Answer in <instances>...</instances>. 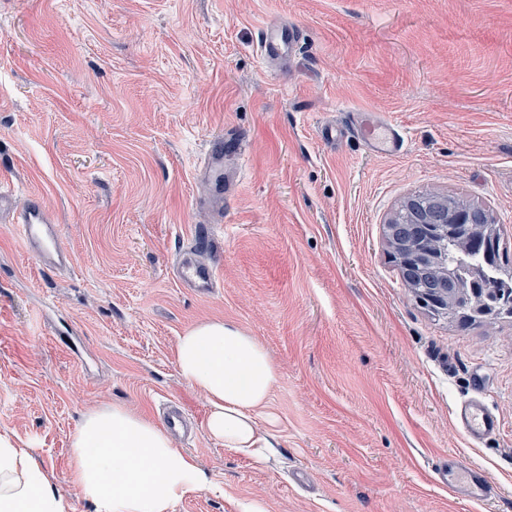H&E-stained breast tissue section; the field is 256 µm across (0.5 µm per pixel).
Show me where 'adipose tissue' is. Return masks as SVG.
Instances as JSON below:
<instances>
[{"instance_id": "adipose-tissue-1", "label": "adipose tissue", "mask_w": 512, "mask_h": 512, "mask_svg": "<svg viewBox=\"0 0 512 512\" xmlns=\"http://www.w3.org/2000/svg\"><path fill=\"white\" fill-rule=\"evenodd\" d=\"M176 364L206 399L210 439L253 461L276 456L278 420L267 405L277 370L255 337L219 318L199 321L180 334ZM69 467L71 484L95 512H172L188 494L224 493L162 428L121 406L84 415L71 441ZM70 510L31 449L0 434V512Z\"/></svg>"}]
</instances>
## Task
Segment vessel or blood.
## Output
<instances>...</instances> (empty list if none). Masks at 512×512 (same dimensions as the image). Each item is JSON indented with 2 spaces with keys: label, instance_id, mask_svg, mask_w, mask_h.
I'll return each instance as SVG.
<instances>
[{
  "label": "vessel or blood",
  "instance_id": "vessel-or-blood-1",
  "mask_svg": "<svg viewBox=\"0 0 512 512\" xmlns=\"http://www.w3.org/2000/svg\"><path fill=\"white\" fill-rule=\"evenodd\" d=\"M295 41L294 28L270 23L263 27L260 33L258 50L260 55L265 57H284ZM351 131L365 141L370 150L393 153L401 148V142L394 129L373 117L367 116L359 120L352 126ZM197 175L207 181L222 179L223 151L208 150L197 170ZM4 206L11 208L13 222L21 241L39 262L60 267L68 265V258L56 249L52 221L38 204H13L11 195L0 191V208ZM179 275L181 282L203 293L215 288L220 278L216 265L193 261L182 262ZM455 417L460 430L474 443L496 434L499 427L497 415L480 396L473 397L456 408ZM435 480L441 485L464 492L475 501L487 500L496 490L494 481L486 471L454 456L436 468Z\"/></svg>",
  "mask_w": 512,
  "mask_h": 512
}]
</instances>
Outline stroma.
I'll return each instance as SVG.
<instances>
[{
    "mask_svg": "<svg viewBox=\"0 0 512 512\" xmlns=\"http://www.w3.org/2000/svg\"><path fill=\"white\" fill-rule=\"evenodd\" d=\"M270 22L300 32L287 61L257 49ZM364 113L401 152L348 134ZM229 139L245 165L225 155L222 183L198 181ZM0 186L73 257L47 271L0 213V433L72 512H93L68 479L87 411L155 420L176 400L204 423L175 348L212 317L277 369L278 455L176 440L224 494L173 512H512V319L428 310L386 238L405 198L436 191L486 208L512 253V0H0ZM183 257L217 265L218 288L181 287ZM478 394L500 429L474 443L454 411ZM451 454L496 496L438 484Z\"/></svg>",
    "mask_w": 512,
    "mask_h": 512,
    "instance_id": "obj_1",
    "label": "stroma"
}]
</instances>
